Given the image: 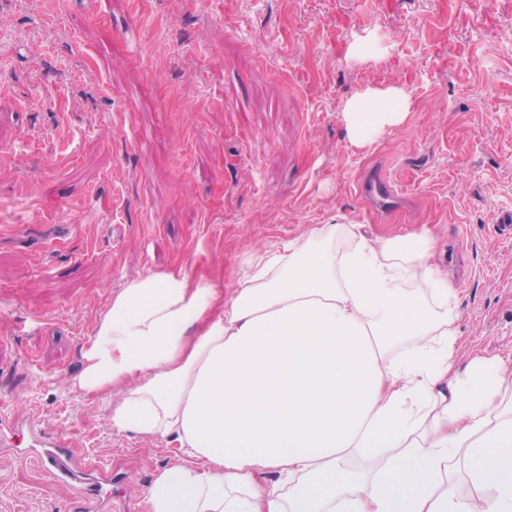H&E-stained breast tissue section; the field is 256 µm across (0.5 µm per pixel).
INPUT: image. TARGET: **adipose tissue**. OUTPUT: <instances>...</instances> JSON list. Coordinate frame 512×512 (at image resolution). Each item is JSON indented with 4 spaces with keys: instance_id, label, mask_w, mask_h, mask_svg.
Returning a JSON list of instances; mask_svg holds the SVG:
<instances>
[{
    "instance_id": "1",
    "label": "adipose tissue",
    "mask_w": 512,
    "mask_h": 512,
    "mask_svg": "<svg viewBox=\"0 0 512 512\" xmlns=\"http://www.w3.org/2000/svg\"><path fill=\"white\" fill-rule=\"evenodd\" d=\"M411 107L369 85L341 114L360 146ZM435 248L320 224L232 293L180 267L113 295L77 383L113 399L114 427L177 442L147 512H512V369L477 353L456 372Z\"/></svg>"
}]
</instances>
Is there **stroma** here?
<instances>
[{
	"label": "stroma",
	"instance_id": "obj_1",
	"mask_svg": "<svg viewBox=\"0 0 512 512\" xmlns=\"http://www.w3.org/2000/svg\"><path fill=\"white\" fill-rule=\"evenodd\" d=\"M368 38L377 55L357 61ZM406 85V121L350 143L342 104ZM389 174L397 212L358 183ZM512 0H0V428L111 476L146 512L174 441L77 386L125 284L179 266L232 292L254 250L318 224L429 227L464 353L512 359ZM0 512H82L0 447Z\"/></svg>",
	"mask_w": 512,
	"mask_h": 512
}]
</instances>
